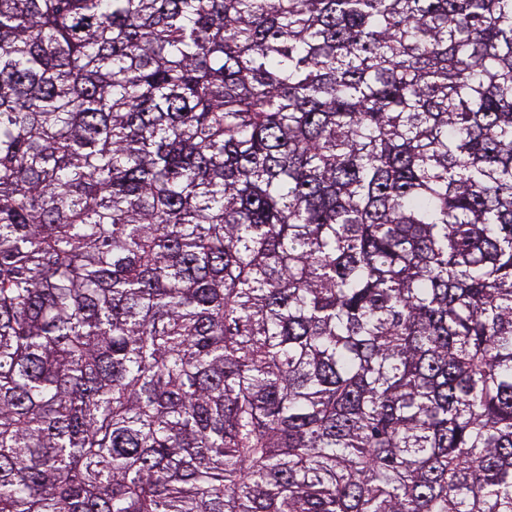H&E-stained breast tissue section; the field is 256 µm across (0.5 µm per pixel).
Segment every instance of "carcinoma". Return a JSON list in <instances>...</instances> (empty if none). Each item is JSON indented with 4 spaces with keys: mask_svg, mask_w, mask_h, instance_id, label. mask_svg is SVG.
Instances as JSON below:
<instances>
[{
    "mask_svg": "<svg viewBox=\"0 0 512 512\" xmlns=\"http://www.w3.org/2000/svg\"><path fill=\"white\" fill-rule=\"evenodd\" d=\"M0 512H512V0H0Z\"/></svg>",
    "mask_w": 512,
    "mask_h": 512,
    "instance_id": "cac0c4a2",
    "label": "carcinoma"
}]
</instances>
